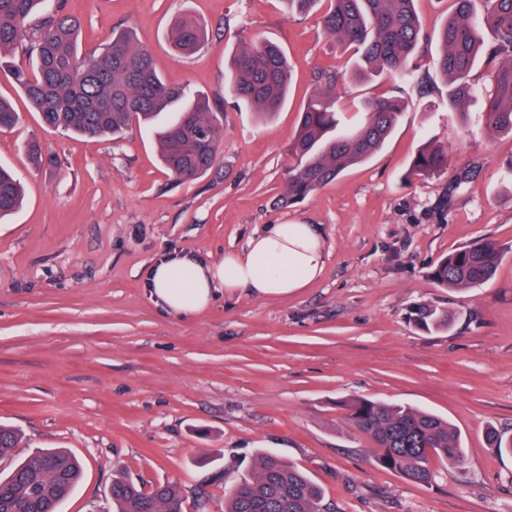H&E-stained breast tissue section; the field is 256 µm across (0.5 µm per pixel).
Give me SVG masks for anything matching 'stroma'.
Segmentation results:
<instances>
[{"label":"stroma","instance_id":"35a3bbf8","mask_svg":"<svg viewBox=\"0 0 512 512\" xmlns=\"http://www.w3.org/2000/svg\"><path fill=\"white\" fill-rule=\"evenodd\" d=\"M81 21L78 47L93 52L112 30L132 28L169 81L189 86L224 115L212 170L178 181L157 145L132 128L117 139L45 127L11 75L0 95L22 115L0 133V163L24 183L22 206L0 219V422L29 449L66 448L84 476L60 512H106L112 473L145 485L174 481L183 512H224V492L248 479L261 451L304 469L335 512H512V454L486 439L512 431V137L483 130L481 95L466 122L448 120V87L435 50L415 59L430 81L409 99L370 162L289 207L288 144L322 73L347 55L317 15H288L282 0H67ZM180 15L208 28L205 44L176 54L167 30ZM278 44L293 70L288 102L259 120L224 88L244 43ZM39 139L56 162L34 168ZM448 148V168L410 176L426 139ZM472 178L449 209L439 201L462 170ZM271 224H312L324 238L322 275L285 298L243 291L180 317L151 298L160 257L219 261ZM500 250L478 288L437 287L428 273L477 242ZM447 308L450 329L425 334L413 305ZM410 405L454 424L463 469L440 468L430 486L376 459L347 426L341 397Z\"/></svg>","mask_w":512,"mask_h":512}]
</instances>
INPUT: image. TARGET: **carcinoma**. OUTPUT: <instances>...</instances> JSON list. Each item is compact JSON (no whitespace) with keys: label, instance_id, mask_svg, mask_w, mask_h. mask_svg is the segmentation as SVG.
Listing matches in <instances>:
<instances>
[{"label":"carcinoma","instance_id":"1","mask_svg":"<svg viewBox=\"0 0 512 512\" xmlns=\"http://www.w3.org/2000/svg\"><path fill=\"white\" fill-rule=\"evenodd\" d=\"M290 13L322 10L324 32L352 51L351 76L359 81L386 75L403 85L416 83L412 60L426 41L415 0H283ZM472 0H454L453 13L439 28L437 66L448 84V114L466 121L465 103L472 97V72L492 66L494 92L484 100V131L512 135V0H484L477 15ZM48 0H0V68L11 66L17 53L35 59L14 77L29 105L44 124L89 138L118 137L134 124L155 129L160 158L180 181L205 175L215 164L224 125L209 101L183 85L166 81L151 53L131 31L112 34L100 51L82 55L77 48L79 20L47 8ZM490 28L491 43L482 33ZM173 47L190 54L205 39L204 28L182 16L170 25ZM228 90L262 116L284 105L292 81L282 49L271 41H253L233 56L224 76ZM336 74L324 73L318 90L305 102L297 130L288 145L286 188L281 201L295 203L332 182L348 168L378 152L406 108L403 96H381L360 103V118L342 123L336 111ZM20 121L12 103L0 97V129ZM448 164L445 146L428 141L414 155L412 175H431ZM22 185L0 166V218L20 205ZM499 250L491 242L455 250L429 273L441 288H475L495 275ZM409 321L421 331L451 325L448 311L416 305ZM344 421L368 435L378 462L419 485H431L438 471L430 456L462 468L464 448L457 429L437 415L410 406L360 397L338 401ZM487 437L499 452L512 453V437L490 427ZM19 436L0 424V458L16 455ZM81 477L77 457L62 449H41L19 459L0 474V512H59L60 502ZM112 512H181V488L173 483L147 491L121 475L110 488ZM224 512H328L322 489L302 470L281 457L263 453L252 477L224 494Z\"/></svg>","mask_w":512,"mask_h":512}]
</instances>
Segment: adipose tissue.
<instances>
[{"mask_svg":"<svg viewBox=\"0 0 512 512\" xmlns=\"http://www.w3.org/2000/svg\"><path fill=\"white\" fill-rule=\"evenodd\" d=\"M325 253L314 227L276 224L249 238L246 248L207 262L175 254L154 262L146 283L151 297L181 315L205 311L216 293L241 289L260 298L285 297L318 278Z\"/></svg>","mask_w":512,"mask_h":512,"instance_id":"1","label":"adipose tissue"}]
</instances>
